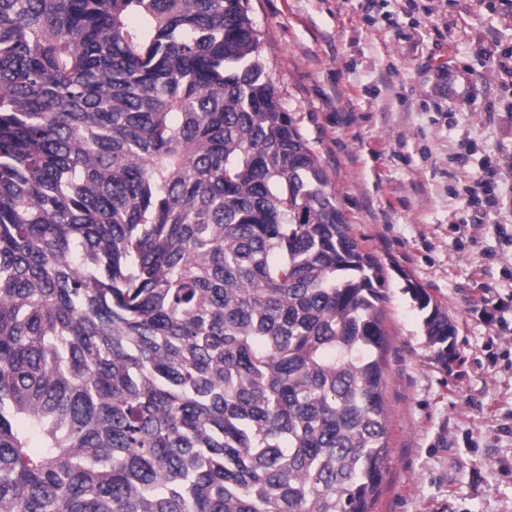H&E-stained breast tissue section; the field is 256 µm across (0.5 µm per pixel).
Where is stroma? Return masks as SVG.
<instances>
[{
  "instance_id": "35a3bbf8",
  "label": "stroma",
  "mask_w": 512,
  "mask_h": 512,
  "mask_svg": "<svg viewBox=\"0 0 512 512\" xmlns=\"http://www.w3.org/2000/svg\"><path fill=\"white\" fill-rule=\"evenodd\" d=\"M259 60L386 279L387 471L372 512H512V11L500 0H247ZM495 53L486 59L484 49ZM497 159L496 219L461 196ZM457 326L430 358L407 282Z\"/></svg>"
}]
</instances>
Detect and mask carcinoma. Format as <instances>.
Listing matches in <instances>:
<instances>
[{"label":"carcinoma","instance_id":"carcinoma-1","mask_svg":"<svg viewBox=\"0 0 512 512\" xmlns=\"http://www.w3.org/2000/svg\"><path fill=\"white\" fill-rule=\"evenodd\" d=\"M245 2L0 0V512L380 494L383 265ZM406 292L448 366L455 324Z\"/></svg>","mask_w":512,"mask_h":512}]
</instances>
